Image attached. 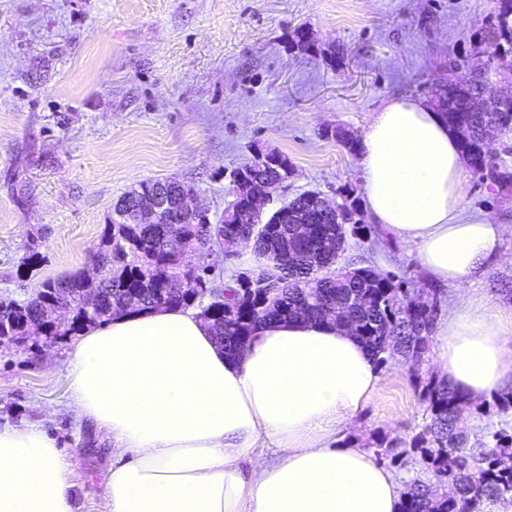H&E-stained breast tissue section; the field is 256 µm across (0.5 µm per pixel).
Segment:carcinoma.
Instances as JSON below:
<instances>
[{
	"label": "carcinoma",
	"mask_w": 512,
	"mask_h": 512,
	"mask_svg": "<svg viewBox=\"0 0 512 512\" xmlns=\"http://www.w3.org/2000/svg\"><path fill=\"white\" fill-rule=\"evenodd\" d=\"M497 2L495 21L483 38L486 59L470 66L474 76L469 83L457 85L450 79L439 86L434 99L448 125L460 134L473 171L493 178L497 170L492 141L497 133L512 130V98L496 101L490 77L493 70L512 68V0ZM493 101L495 111H478ZM290 169L288 158L275 151L232 169L230 200L219 224L198 221L182 211L179 201L192 188L176 181L138 183L118 203L137 206L161 191L170 202L169 210L149 224L109 219L94 254L97 279L75 274L43 284L26 303L0 302V344L17 337L25 340L40 329L46 338L62 340L110 320L112 307L122 303L129 313L198 303L207 307L224 351L236 354L261 324L321 321L337 306L377 366L399 358L411 366L422 364L430 350L434 312L420 306L406 282L393 274L354 263L337 266L347 237L371 232L358 219L357 200L343 198L341 213L334 215L310 206L314 191L291 198L284 207L299 214L297 223L310 226L308 239L300 243L294 225L272 224L271 217L251 214L238 200V178L256 180L271 192ZM231 235L249 243L255 266L240 273L236 285L220 288L200 259ZM332 240L335 250L327 245ZM93 290L102 295L103 303L97 313L90 314L83 300ZM61 306L66 317L57 320L53 312ZM415 383L430 422L409 447L420 456L431 479L404 490L402 512H478L487 502L512 501V467L501 465L512 457V433L500 429L489 433L486 443H471L463 421L469 398L436 376L424 381L417 377ZM492 403L499 414L512 412V392L493 393ZM377 445L375 454L380 459L389 456L395 461L404 455L395 451L397 444L392 441L380 438Z\"/></svg>",
	"instance_id": "carcinoma-1"
}]
</instances>
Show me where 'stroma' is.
I'll use <instances>...</instances> for the list:
<instances>
[{
	"label": "stroma",
	"mask_w": 512,
	"mask_h": 512,
	"mask_svg": "<svg viewBox=\"0 0 512 512\" xmlns=\"http://www.w3.org/2000/svg\"><path fill=\"white\" fill-rule=\"evenodd\" d=\"M497 0H0V301L92 272L118 199L145 180L191 187L211 221L227 170L275 150L294 175L280 197L315 190L363 197L361 137L390 99L432 101L448 60L480 51ZM305 27L313 52L291 49ZM500 185L467 173L465 214L503 227L502 258L467 282L500 306L512 295V134ZM342 263L392 272L446 313L454 288L423 273L415 247L382 228L349 239ZM72 338L0 345V424H37L73 462L74 512H101L112 441L72 411ZM392 362L346 436L375 449L428 418Z\"/></svg>",
	"instance_id": "35a3bbf8"
}]
</instances>
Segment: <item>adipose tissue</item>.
Here are the masks:
<instances>
[{
  "mask_svg": "<svg viewBox=\"0 0 512 512\" xmlns=\"http://www.w3.org/2000/svg\"><path fill=\"white\" fill-rule=\"evenodd\" d=\"M371 223L458 287L434 338L441 375L480 399L512 385V308L461 293L501 255L502 227L461 219L467 184L443 114L395 98L362 135ZM77 416L120 466L103 512H399L401 485L342 433L375 391L368 349L334 320L258 327L225 355L189 309L115 314L84 329L68 367ZM276 460L258 452L260 440ZM70 459L37 425L0 424V512H73Z\"/></svg>",
  "mask_w": 512,
  "mask_h": 512,
  "instance_id": "adipose-tissue-1",
  "label": "adipose tissue"
}]
</instances>
